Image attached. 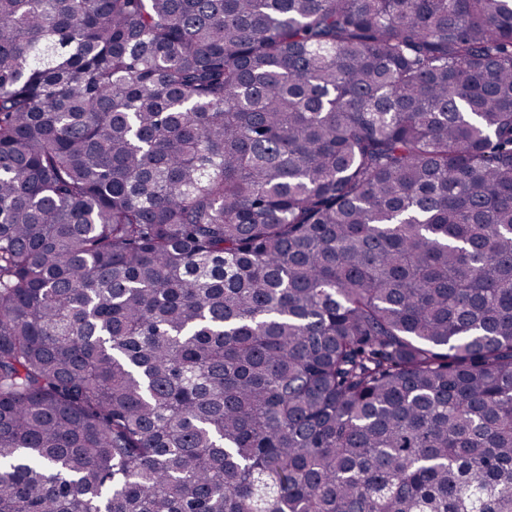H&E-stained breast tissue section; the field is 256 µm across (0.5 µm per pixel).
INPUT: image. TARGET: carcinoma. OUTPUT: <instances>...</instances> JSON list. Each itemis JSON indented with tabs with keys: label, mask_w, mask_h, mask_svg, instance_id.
I'll return each mask as SVG.
<instances>
[{
	"label": "carcinoma",
	"mask_w": 512,
	"mask_h": 512,
	"mask_svg": "<svg viewBox=\"0 0 512 512\" xmlns=\"http://www.w3.org/2000/svg\"><path fill=\"white\" fill-rule=\"evenodd\" d=\"M0 512H512V0H0Z\"/></svg>",
	"instance_id": "carcinoma-1"
}]
</instances>
